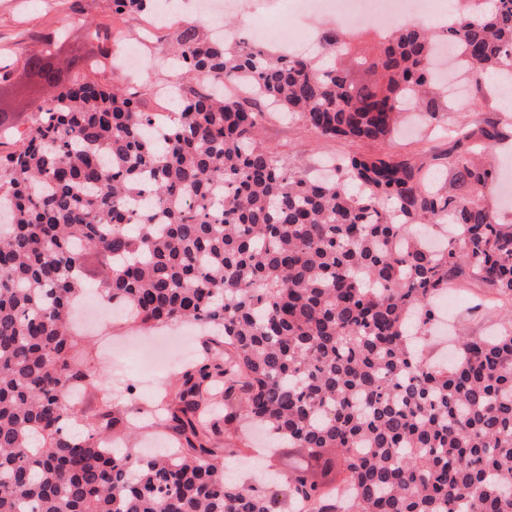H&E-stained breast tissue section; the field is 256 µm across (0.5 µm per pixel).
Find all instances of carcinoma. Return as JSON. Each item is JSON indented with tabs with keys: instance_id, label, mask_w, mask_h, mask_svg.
<instances>
[{
	"instance_id": "carcinoma-1",
	"label": "carcinoma",
	"mask_w": 512,
	"mask_h": 512,
	"mask_svg": "<svg viewBox=\"0 0 512 512\" xmlns=\"http://www.w3.org/2000/svg\"><path fill=\"white\" fill-rule=\"evenodd\" d=\"M461 0L442 33L329 28L315 57L242 40L175 35L166 121L129 86L61 69L53 42L27 61L43 92L22 146L0 158V512H512V224L481 160L496 124L460 122L436 159L461 193L407 160L346 154L309 177L259 139L265 111L217 91L251 85L324 138L375 141L408 108L447 111L432 58L452 42L479 78L512 80V0ZM159 0H112L120 16ZM108 58L111 35L90 26ZM381 72L357 85L352 67ZM450 224L442 248L421 229ZM477 281L509 308L491 336L459 339L450 366L424 340L450 284ZM143 326L217 328L224 349L185 370L160 424L179 449L144 455L126 418L75 429L74 390L96 385L74 313L87 289ZM221 396L224 430L267 427L304 454L278 483L235 481L200 411Z\"/></svg>"
}]
</instances>
